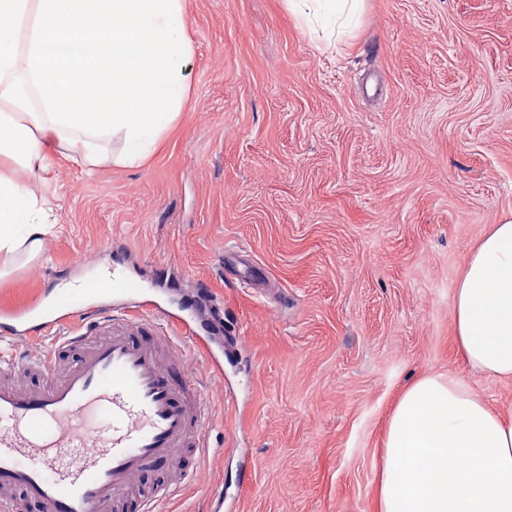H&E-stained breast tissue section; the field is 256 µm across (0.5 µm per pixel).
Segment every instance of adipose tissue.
Segmentation results:
<instances>
[{
  "mask_svg": "<svg viewBox=\"0 0 512 512\" xmlns=\"http://www.w3.org/2000/svg\"><path fill=\"white\" fill-rule=\"evenodd\" d=\"M301 27L351 37L365 0H286ZM184 0H0V281L42 257L52 225L27 178L63 155L139 167L188 93ZM466 363L512 380V218L471 247L454 291ZM379 512H512V414L455 376L409 385L391 412Z\"/></svg>",
  "mask_w": 512,
  "mask_h": 512,
  "instance_id": "adipose-tissue-1",
  "label": "adipose tissue"
}]
</instances>
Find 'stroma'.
Listing matches in <instances>:
<instances>
[{"label": "stroma", "instance_id": "1", "mask_svg": "<svg viewBox=\"0 0 512 512\" xmlns=\"http://www.w3.org/2000/svg\"><path fill=\"white\" fill-rule=\"evenodd\" d=\"M188 101L141 167L56 157L54 230L0 307L114 267L207 324L224 451L159 512H379L388 415L425 375L495 409L453 329L468 249L512 216V0H367L318 44L284 0H185Z\"/></svg>", "mask_w": 512, "mask_h": 512}]
</instances>
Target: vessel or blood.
Instances as JSON below:
<instances>
[{
	"label": "vessel or blood",
	"instance_id": "obj_1",
	"mask_svg": "<svg viewBox=\"0 0 512 512\" xmlns=\"http://www.w3.org/2000/svg\"><path fill=\"white\" fill-rule=\"evenodd\" d=\"M112 296L79 308L69 296L0 308V343L56 337L54 348L25 361L0 350V375L47 379L38 390L0 382V512H14L20 493L45 512H107L133 495L140 512H156L182 482L139 494L144 468L176 463L189 448L207 457V401L189 366L198 359L223 373L220 352L185 317L141 301L136 282L113 281ZM169 322L185 349L175 348ZM65 351L74 357L60 375Z\"/></svg>",
	"mask_w": 512,
	"mask_h": 512
}]
</instances>
